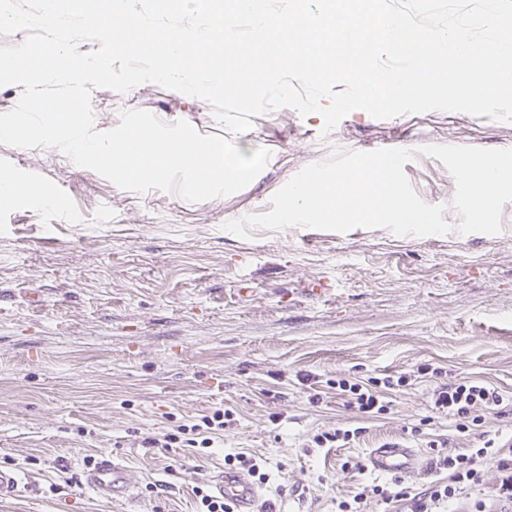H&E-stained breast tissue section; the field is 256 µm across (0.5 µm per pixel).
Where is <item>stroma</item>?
<instances>
[{"instance_id": "obj_1", "label": "stroma", "mask_w": 512, "mask_h": 512, "mask_svg": "<svg viewBox=\"0 0 512 512\" xmlns=\"http://www.w3.org/2000/svg\"><path fill=\"white\" fill-rule=\"evenodd\" d=\"M91 105L100 132L145 110L225 134L207 102L154 83L92 95ZM252 122L225 135L266 150V166L243 189L201 202L121 189L56 148L0 145V171L55 199L50 208L0 201V468L20 482L0 512H195L194 487L212 485L229 453L261 461V497L282 512H336L378 477L346 460L388 442L424 460L431 441L459 451L477 442L431 410V379L389 392L390 412L367 421L332 381L412 375L430 361L512 401V202L495 235L257 227L243 239L224 228L269 212L308 164L391 148L416 151L404 166L412 188L455 226V180L424 148H512V122L358 109L328 131L290 107ZM319 282L327 294H312ZM216 407L235 422L211 454L142 447ZM359 426L347 447L311 445L321 430ZM104 456L125 467L127 498L82 486L85 459ZM152 484L162 496H149Z\"/></svg>"}]
</instances>
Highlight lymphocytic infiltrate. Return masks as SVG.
<instances>
[{"label": "lymphocytic infiltrate", "mask_w": 512, "mask_h": 512, "mask_svg": "<svg viewBox=\"0 0 512 512\" xmlns=\"http://www.w3.org/2000/svg\"><path fill=\"white\" fill-rule=\"evenodd\" d=\"M417 372L420 377L437 379L431 408L453 416L460 432L480 427L484 413L499 412L504 407L505 398L496 387L465 378L442 382V368L431 364L418 367ZM409 381V376L404 374L365 381L341 378L336 382V389L348 409L356 411L361 418L371 419L390 410L385 391L407 386ZM231 423V411L219 408L201 415L193 424H178L165 433L144 437L142 443L147 448H210L215 435L223 433ZM490 462L496 467L493 500L500 512H512V441L499 444L491 438L484 440L481 447L462 452L437 451L426 469L431 481L419 493H410L403 477L394 476L384 484L364 485L352 499L337 501L336 512H362L370 499L386 505L404 501L410 506L409 512H438L440 504L457 496L460 490L481 485L484 466Z\"/></svg>", "instance_id": "lymphocytic-infiltrate-1"}]
</instances>
